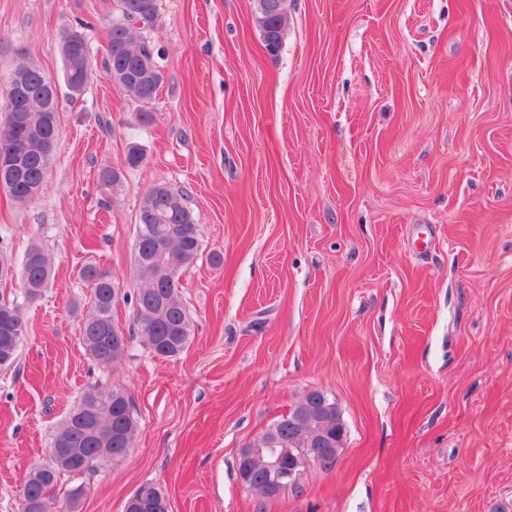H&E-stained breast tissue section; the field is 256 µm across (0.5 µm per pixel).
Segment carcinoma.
<instances>
[{"instance_id":"obj_1","label":"carcinoma","mask_w":512,"mask_h":512,"mask_svg":"<svg viewBox=\"0 0 512 512\" xmlns=\"http://www.w3.org/2000/svg\"><path fill=\"white\" fill-rule=\"evenodd\" d=\"M118 17H110L108 27L107 68L112 82L128 96H134L141 109L135 114L140 126L153 121L147 106L164 82L153 73L163 59L162 50L147 47L145 39L130 22L138 17L158 15L157 0H113ZM288 0H255L254 20L269 51L277 50L288 28ZM62 76L68 85L87 86L93 57L80 29H64L59 34ZM28 75L26 111L17 112L11 124L15 138L27 143V152L15 160L14 180L3 191L16 206L32 202L41 191L53 151L42 142L57 140V118L41 110L40 87L43 71L31 65ZM201 250V225L186 202L172 203L164 184L146 190L138 215L134 246V275L139 281L135 294L134 324L151 352L160 358L180 355L191 337V324L179 295L183 272L198 259ZM179 261L176 275L168 273V259ZM53 273V260L43 246L34 243L26 252L21 276L25 298L35 299L47 288ZM88 283L90 313L81 325L80 342L97 365H109L120 359L128 339L120 335L112 311L121 299L112 271L98 265L82 269ZM9 328L13 343L0 341V367H9L19 356L25 337L21 304L4 303L0 296V326ZM303 416L299 432L288 424H273L247 442L238 453L242 480L263 497H279L283 488L271 484L267 476L268 448L282 450L286 466L298 460V471L315 461L318 452L339 456L343 447L344 424L324 393L312 391L295 408ZM137 420L130 397L121 389L86 391L79 404L55 430L50 442V461L31 468L22 487L20 512H79L85 489L78 485L65 492L58 490L61 476L81 474L110 459L121 458L133 447ZM128 512H168L167 499L151 483L138 487L126 502Z\"/></svg>"}]
</instances>
